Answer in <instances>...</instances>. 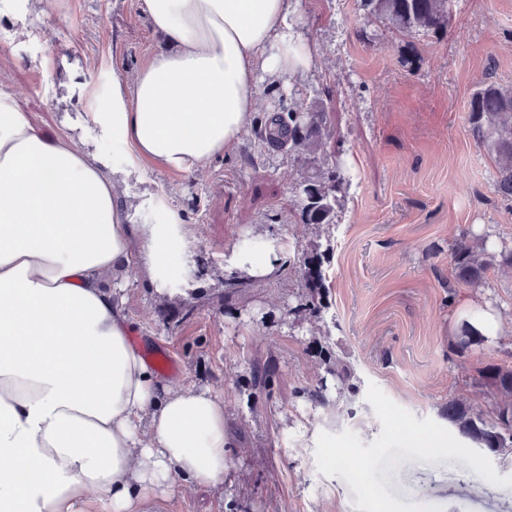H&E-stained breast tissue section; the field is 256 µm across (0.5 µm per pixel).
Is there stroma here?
Returning a JSON list of instances; mask_svg holds the SVG:
<instances>
[{
    "mask_svg": "<svg viewBox=\"0 0 512 512\" xmlns=\"http://www.w3.org/2000/svg\"><path fill=\"white\" fill-rule=\"evenodd\" d=\"M310 69L293 77L323 114L324 158L340 156L345 194L336 222H300L291 191L304 169L287 149L261 151L255 132L201 171L147 168L120 194L139 224L144 191H167L190 231L202 277L176 276L162 289L146 265L119 280L140 351L181 366L171 386L208 387L224 398L231 463L222 484L179 481L156 512H512V462L482 451L449 424L456 398L491 416L495 399L476 388L487 364L512 366V267L488 270L479 288L457 279L451 247L489 236L512 247V201L495 189V168L473 141L468 102L480 84L512 85V0H451L438 34L400 38L358 0H299ZM0 16V92L12 95L48 137L119 165L112 142L71 119L85 84L117 76L133 83L165 46L140 0H42L32 39L11 38ZM51 72L41 67L43 58ZM260 234L311 249L330 243L324 262L336 351L361 380L353 404L312 409L296 390L316 381L302 337L280 324L299 279L260 280L225 312L224 256L239 238ZM479 291L506 317V336L451 350L459 301ZM272 357L279 379L249 413L234 387L257 357ZM343 461L333 468L328 456Z\"/></svg>",
    "mask_w": 512,
    "mask_h": 512,
    "instance_id": "stroma-1",
    "label": "stroma"
}]
</instances>
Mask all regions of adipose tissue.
Instances as JSON below:
<instances>
[{"label":"adipose tissue","mask_w":512,"mask_h":512,"mask_svg":"<svg viewBox=\"0 0 512 512\" xmlns=\"http://www.w3.org/2000/svg\"><path fill=\"white\" fill-rule=\"evenodd\" d=\"M167 49L133 84L84 87L87 122L121 147L125 173H191L230 154L265 78L311 67L293 0H141ZM104 159L30 125L0 95V512H152L176 479L216 485L229 465L224 400L160 384L132 344L110 274L148 259L157 284L189 247L167 194L157 224L127 223ZM287 246L240 250L229 269L271 277ZM457 317L495 339L501 313Z\"/></svg>","instance_id":"ef3b65f1"}]
</instances>
